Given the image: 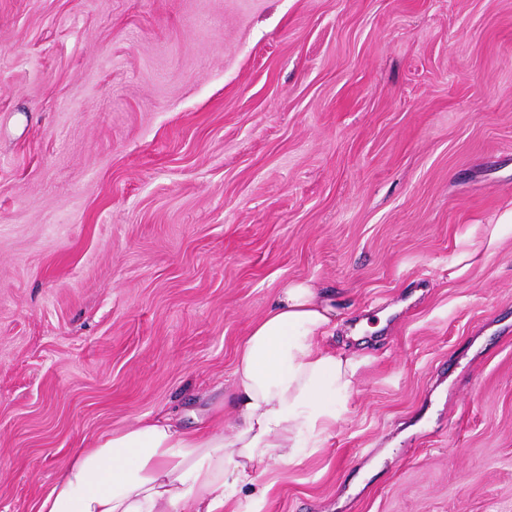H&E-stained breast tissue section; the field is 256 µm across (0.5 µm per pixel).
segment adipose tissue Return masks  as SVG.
I'll list each match as a JSON object with an SVG mask.
<instances>
[{"instance_id":"1","label":"adipose tissue","mask_w":512,"mask_h":512,"mask_svg":"<svg viewBox=\"0 0 512 512\" xmlns=\"http://www.w3.org/2000/svg\"><path fill=\"white\" fill-rule=\"evenodd\" d=\"M512 237V208L472 225L448 264L464 276ZM336 311L310 282L288 283L243 340L223 418L192 431L138 419L75 449L36 512H261L277 465L321 445L354 391L360 359L326 346Z\"/></svg>"}]
</instances>
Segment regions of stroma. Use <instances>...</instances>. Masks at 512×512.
I'll list each match as a JSON object with an SVG mask.
<instances>
[{
  "label": "stroma",
  "mask_w": 512,
  "mask_h": 512,
  "mask_svg": "<svg viewBox=\"0 0 512 512\" xmlns=\"http://www.w3.org/2000/svg\"><path fill=\"white\" fill-rule=\"evenodd\" d=\"M508 207L512 0H0V512L307 279L362 365L262 512H512ZM512 237V208L504 210L494 224H474L457 241V249L448 263L449 278L464 276L475 265L482 253L493 252L505 239Z\"/></svg>",
  "instance_id": "1"
}]
</instances>
